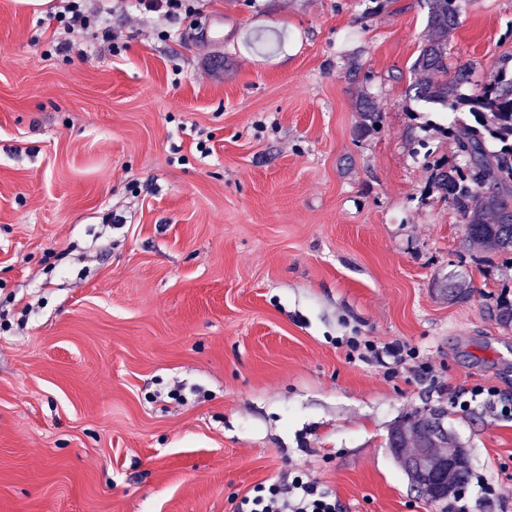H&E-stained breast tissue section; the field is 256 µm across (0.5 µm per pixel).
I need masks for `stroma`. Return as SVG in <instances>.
Returning <instances> with one entry per match:
<instances>
[{"instance_id":"obj_1","label":"stroma","mask_w":512,"mask_h":512,"mask_svg":"<svg viewBox=\"0 0 512 512\" xmlns=\"http://www.w3.org/2000/svg\"><path fill=\"white\" fill-rule=\"evenodd\" d=\"M56 3L0 0V512H234L283 471L341 512H445L387 444L440 406L496 490L472 512H512V255L427 191L454 144L406 95L424 0L118 4L116 54L58 53ZM510 57L512 0H462L449 71ZM132 2L135 10L142 14H157L165 18H176L182 11L190 13L196 9L199 0H135ZM359 129L363 133L376 131V125L382 122V112L377 104L368 97H362L358 106Z\"/></svg>"}]
</instances>
